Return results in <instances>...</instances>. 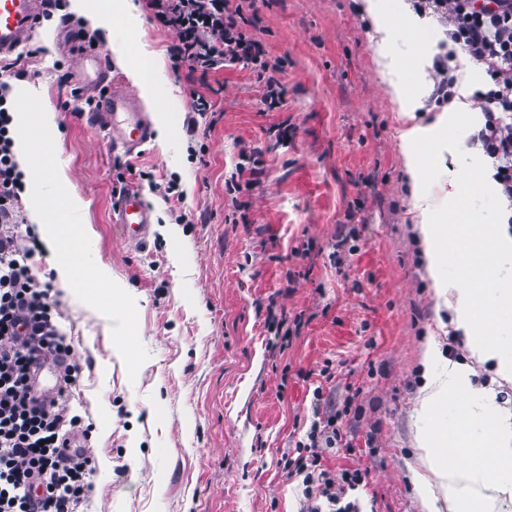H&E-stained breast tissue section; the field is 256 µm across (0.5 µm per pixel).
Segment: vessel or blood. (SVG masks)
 <instances>
[{
	"instance_id": "obj_1",
	"label": "vessel or blood",
	"mask_w": 512,
	"mask_h": 512,
	"mask_svg": "<svg viewBox=\"0 0 512 512\" xmlns=\"http://www.w3.org/2000/svg\"><path fill=\"white\" fill-rule=\"evenodd\" d=\"M43 10L44 0H0V60L31 41ZM65 46L75 57L92 62L95 82L105 87L91 120L108 132L113 149L129 156L139 152L151 141L153 126L138 95L118 87L108 75L105 59L88 49L78 33H69ZM113 222L125 241H144L152 214L143 195L134 190L121 193L115 201Z\"/></svg>"
}]
</instances>
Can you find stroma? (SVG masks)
<instances>
[{
	"mask_svg": "<svg viewBox=\"0 0 512 512\" xmlns=\"http://www.w3.org/2000/svg\"><path fill=\"white\" fill-rule=\"evenodd\" d=\"M253 9L255 37L287 61L285 103L275 112L264 111V82L246 65L203 77L174 63L176 35L149 11L125 36V57L96 32L119 80L142 45L164 68L156 97L172 111L175 137L152 138L135 156L113 152L80 114L75 63L59 42L61 13L0 62L12 92L37 93L56 112L61 181L85 203L95 263L134 297L149 353L129 377L111 321L72 301L58 281L22 194L17 231L36 244L29 263L50 282L82 369L73 404L92 425L95 458L86 512H299L298 483L279 461L307 431L318 388L346 411L342 446L326 462L366 470L356 492L362 512H425L413 474L421 468L415 433L426 345L442 360L470 362L475 395L505 416L512 382L493 363L471 361L467 346L448 351L453 313L438 305L427 274L402 121L380 74V35L365 0H253ZM391 28L402 81L424 90L416 122L447 114L448 140L462 144L446 163L440 144L427 145L423 178L439 199L456 182V205L478 223H497L488 160L464 141L481 122L479 108L460 112L430 96L441 29L411 0H399ZM198 95L208 112L193 111ZM281 122L292 128L284 143L271 130ZM252 149L262 162L255 187L229 192L226 178ZM130 187L152 211L141 245L126 243L112 222L113 198ZM345 225L358 232L357 252L338 243ZM271 308L300 324L282 351L264 328Z\"/></svg>",
	"mask_w": 512,
	"mask_h": 512,
	"instance_id": "stroma-1",
	"label": "stroma"
}]
</instances>
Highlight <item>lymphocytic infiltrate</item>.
<instances>
[{
  "instance_id": "obj_1",
  "label": "lymphocytic infiltrate",
  "mask_w": 512,
  "mask_h": 512,
  "mask_svg": "<svg viewBox=\"0 0 512 512\" xmlns=\"http://www.w3.org/2000/svg\"><path fill=\"white\" fill-rule=\"evenodd\" d=\"M417 12L445 28L448 52L434 66L433 98L455 97L458 58L479 65L483 86L473 94L484 122L472 142L492 162L501 218L512 224V0H413ZM152 19L175 32V62L190 61L201 73L245 62L264 79L267 110L280 109L279 80L285 64L269 60L262 42L246 30L251 20L238 0H147ZM8 83L0 82V512H83L93 457L75 449L88 426L71 401L79 368L60 331L49 284L33 274L32 253L16 232L21 173L14 152ZM49 360L59 389L49 402L35 398L33 364ZM343 413L325 407L315 413L297 455L282 458V471L301 488L300 512H360L353 491L365 482L361 469L331 470L325 450L343 437Z\"/></svg>"
}]
</instances>
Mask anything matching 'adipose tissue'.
Here are the masks:
<instances>
[{
	"instance_id": "obj_1",
	"label": "adipose tissue",
	"mask_w": 512,
	"mask_h": 512,
	"mask_svg": "<svg viewBox=\"0 0 512 512\" xmlns=\"http://www.w3.org/2000/svg\"><path fill=\"white\" fill-rule=\"evenodd\" d=\"M377 62L404 121L400 146L413 184L416 231L435 296L453 309L454 326L466 338L471 357L493 362L497 374L511 381L512 355L500 345L502 328L490 320L478 322L475 309L483 301L512 309V242L497 239L496 229L473 223L468 215L450 207L447 200L435 201L421 174L420 151L428 141L444 139L448 118L440 116L431 127L414 123L415 92L398 78L396 56L382 47ZM459 241L467 245L460 259L470 272H479L483 267L481 257L488 254L506 271V278H490L485 286L476 288L450 284L442 269L451 243ZM425 367L420 416H429L450 403L458 410L454 423L429 431L421 429L416 434L427 470L418 482L428 512H438L441 501L447 503L448 512H512V424L502 421L489 404L472 394L467 366L452 363L439 367L438 352L430 347L425 352ZM452 453L459 455L458 463H449Z\"/></svg>"
}]
</instances>
